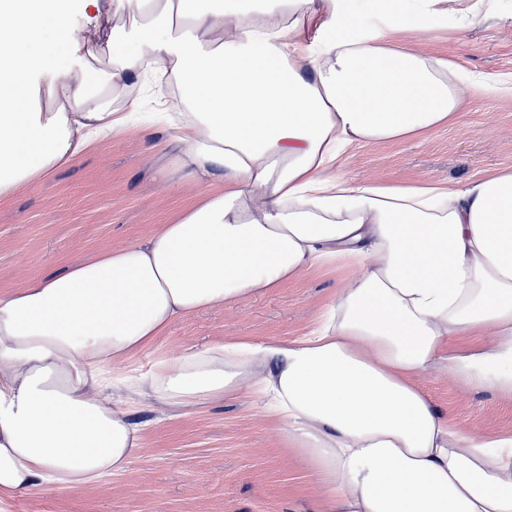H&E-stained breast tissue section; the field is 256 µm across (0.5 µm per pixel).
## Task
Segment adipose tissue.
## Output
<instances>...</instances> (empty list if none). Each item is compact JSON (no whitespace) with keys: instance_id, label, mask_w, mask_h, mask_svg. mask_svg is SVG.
Instances as JSON below:
<instances>
[{"instance_id":"ef3b65f1","label":"adipose tissue","mask_w":512,"mask_h":512,"mask_svg":"<svg viewBox=\"0 0 512 512\" xmlns=\"http://www.w3.org/2000/svg\"><path fill=\"white\" fill-rule=\"evenodd\" d=\"M439 2L376 0L390 32L362 40L344 0H112L111 69L88 77L102 52L90 38L72 44L78 71L63 80L45 39L70 30L57 0H0V199L127 130L133 71L146 90L177 91L156 103L177 130L181 182L224 181L178 223L0 294V499L123 473L142 440L129 397L187 408L244 393L282 420L325 512H512V433L459 427L416 384L438 369L512 394V167L458 187L335 173L356 145L462 110L455 66L396 37L428 31ZM36 80L54 111L25 107ZM336 261L352 275L306 335L113 375L179 317Z\"/></svg>"}]
</instances>
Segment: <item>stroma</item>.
I'll return each instance as SVG.
<instances>
[{"label":"stroma","mask_w":512,"mask_h":512,"mask_svg":"<svg viewBox=\"0 0 512 512\" xmlns=\"http://www.w3.org/2000/svg\"><path fill=\"white\" fill-rule=\"evenodd\" d=\"M484 19L459 30L451 14L435 13L430 32L414 38L426 54L465 74L512 77V0H484ZM458 90L466 105L447 126L394 142L354 148L340 175L382 184L435 180L458 186L512 167V98ZM179 153L165 124L144 120L86 148L44 179L0 200V292L57 273L109 247L149 237L197 203L205 187L168 190ZM341 267H319L260 297L180 319L149 349L145 365L232 337L305 335L345 281ZM418 383L441 412L466 429L512 432V396L458 389L443 372ZM143 448L129 470L95 486L46 490L0 503V512H317L322 490L309 465L280 443V424L247 395L186 410L133 407Z\"/></svg>","instance_id":"stroma-1"}]
</instances>
